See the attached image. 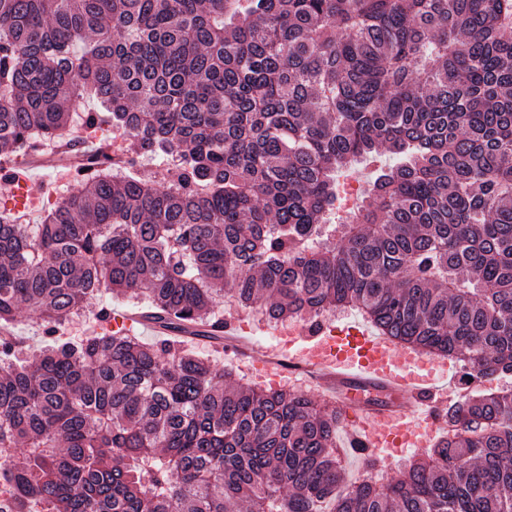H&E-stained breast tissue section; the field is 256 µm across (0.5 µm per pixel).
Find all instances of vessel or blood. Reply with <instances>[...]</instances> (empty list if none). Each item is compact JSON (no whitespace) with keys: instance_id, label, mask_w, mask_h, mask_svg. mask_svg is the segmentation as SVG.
<instances>
[{"instance_id":"obj_1","label":"vessel or blood","mask_w":512,"mask_h":512,"mask_svg":"<svg viewBox=\"0 0 512 512\" xmlns=\"http://www.w3.org/2000/svg\"><path fill=\"white\" fill-rule=\"evenodd\" d=\"M7 185L8 206L27 213L36 201L27 169L11 168ZM137 323L163 330L139 312H112L102 321L106 329L127 335ZM289 340L311 357L313 371L319 372L322 386L334 389L338 404L361 411L349 431L350 446L367 448L381 461L394 452L425 447L439 430L455 386L424 368L413 353L397 350L357 321L333 330L324 322L299 325Z\"/></svg>"}]
</instances>
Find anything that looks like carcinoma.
I'll list each match as a JSON object with an SVG mask.
<instances>
[{"label":"carcinoma","mask_w":512,"mask_h":512,"mask_svg":"<svg viewBox=\"0 0 512 512\" xmlns=\"http://www.w3.org/2000/svg\"><path fill=\"white\" fill-rule=\"evenodd\" d=\"M0 158L107 113L157 185L79 167L39 224L0 218V512H512V391L448 409L428 458L348 484L341 410L224 386L202 357L57 326L102 290L172 324L228 296L270 321L354 308L512 373V0H0ZM96 98L102 111L76 115ZM381 166L346 224L336 173ZM9 331L18 341L32 349L40 347L45 340L40 320L24 309L20 311Z\"/></svg>","instance_id":"obj_1"}]
</instances>
